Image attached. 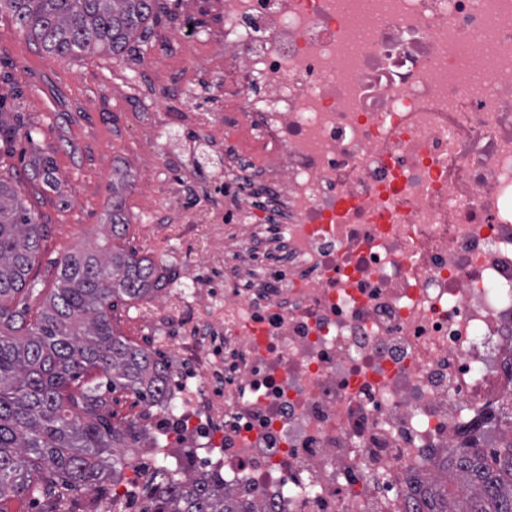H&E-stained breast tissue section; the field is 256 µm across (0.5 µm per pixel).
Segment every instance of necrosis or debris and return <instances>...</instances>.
<instances>
[{
    "label": "necrosis or debris",
    "mask_w": 512,
    "mask_h": 512,
    "mask_svg": "<svg viewBox=\"0 0 512 512\" xmlns=\"http://www.w3.org/2000/svg\"><path fill=\"white\" fill-rule=\"evenodd\" d=\"M213 8L224 221L152 237L196 256L137 313L165 391L76 512L185 474L258 512H406L512 395V0Z\"/></svg>",
    "instance_id": "necrosis-or-debris-1"
}]
</instances>
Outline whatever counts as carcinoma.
Masks as SVG:
<instances>
[{"mask_svg": "<svg viewBox=\"0 0 512 512\" xmlns=\"http://www.w3.org/2000/svg\"><path fill=\"white\" fill-rule=\"evenodd\" d=\"M158 0H0L19 27L61 58L105 50L117 59L156 16ZM118 186L103 241L69 251L35 321L11 307L34 289L29 271L39 251L38 216L20 191L0 179V512L12 497L45 500L63 483L79 495L117 483L138 438L134 421L110 422L106 395L130 393L151 405L167 380L152 352L116 335L115 303L149 300L167 284L154 263L114 245L125 224ZM98 382L76 397L70 382L89 370ZM496 423L508 428L493 448L474 434L440 461L436 473L408 487L410 512H512V399ZM140 512H255L224 488L196 476L163 484Z\"/></svg>", "mask_w": 512, "mask_h": 512, "instance_id": "carcinoma-1", "label": "carcinoma"}]
</instances>
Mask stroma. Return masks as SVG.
Segmentation results:
<instances>
[{"label":"stroma","mask_w":512,"mask_h":512,"mask_svg":"<svg viewBox=\"0 0 512 512\" xmlns=\"http://www.w3.org/2000/svg\"><path fill=\"white\" fill-rule=\"evenodd\" d=\"M161 3L157 20L122 60L108 51L54 56L30 40L9 14H0V111L22 130L0 139V179L22 193L42 226L30 272L38 286L21 291L13 302L29 318H36L54 287L64 253L102 233L113 195H120L127 219L124 247L148 259L153 252L140 218L149 205L158 204L164 224L177 221L197 203L211 214L224 212V196L214 190L224 147L212 142L208 126L219 106L204 95L180 96L194 74L205 86L223 82V74L203 67L198 49L181 39L186 28L204 33L219 20L209 0H196L191 13L185 0ZM141 96L173 109L197 107L205 122L177 130L170 141L155 140L151 129L159 115L143 111L137 102ZM45 157L57 171L51 186L30 178ZM156 160L167 179L184 181L183 195L158 202V188L148 184L146 171ZM116 178L123 181L117 193L112 190Z\"/></svg>","instance_id":"35a3bbf8"}]
</instances>
